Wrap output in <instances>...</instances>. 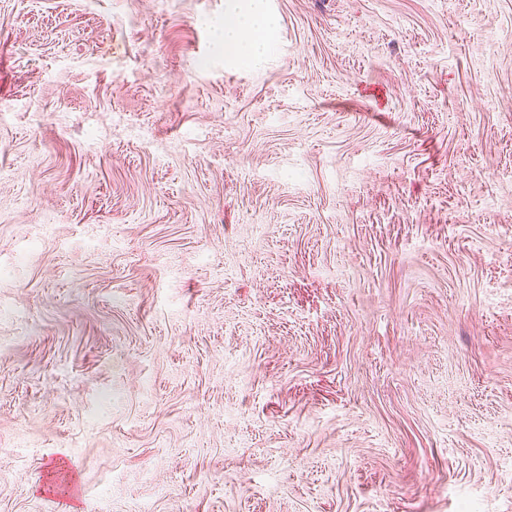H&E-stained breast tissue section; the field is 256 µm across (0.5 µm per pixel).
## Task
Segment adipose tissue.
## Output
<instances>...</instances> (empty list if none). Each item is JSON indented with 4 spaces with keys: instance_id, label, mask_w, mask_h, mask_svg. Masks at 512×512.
<instances>
[{
    "instance_id": "ef3b65f1",
    "label": "adipose tissue",
    "mask_w": 512,
    "mask_h": 512,
    "mask_svg": "<svg viewBox=\"0 0 512 512\" xmlns=\"http://www.w3.org/2000/svg\"><path fill=\"white\" fill-rule=\"evenodd\" d=\"M269 26V0H226L224 21L217 27L225 60L245 65L272 52Z\"/></svg>"
}]
</instances>
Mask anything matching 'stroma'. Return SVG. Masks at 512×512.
<instances>
[{"instance_id":"35a3bbf8","label":"stroma","mask_w":512,"mask_h":512,"mask_svg":"<svg viewBox=\"0 0 512 512\" xmlns=\"http://www.w3.org/2000/svg\"><path fill=\"white\" fill-rule=\"evenodd\" d=\"M0 0V512H512V0ZM269 26V0H226L224 22L216 26L225 60L245 65L272 52Z\"/></svg>"}]
</instances>
